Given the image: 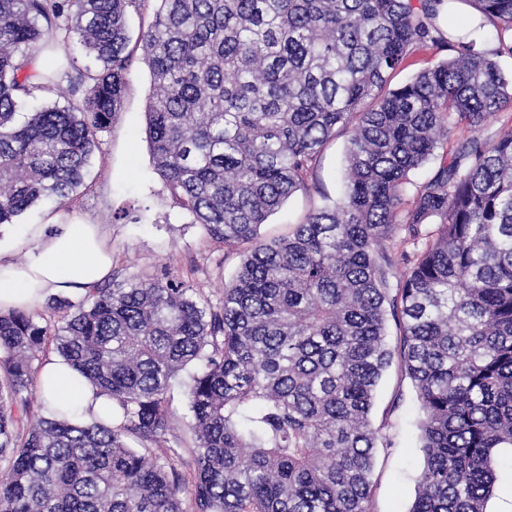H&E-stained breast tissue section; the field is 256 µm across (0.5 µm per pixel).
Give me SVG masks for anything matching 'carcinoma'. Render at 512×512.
Returning <instances> with one entry per match:
<instances>
[{
  "label": "carcinoma",
  "mask_w": 512,
  "mask_h": 512,
  "mask_svg": "<svg viewBox=\"0 0 512 512\" xmlns=\"http://www.w3.org/2000/svg\"><path fill=\"white\" fill-rule=\"evenodd\" d=\"M470 5L479 21L441 27ZM142 0H0V225L70 198L121 110ZM142 32L154 169L224 247L243 251L212 303L177 277H126L59 300L58 322L0 312V512H371V419L397 364L419 403L408 512H487L512 451V0H158ZM97 63L65 105L16 120L58 85L57 30ZM448 60L391 89L414 52ZM352 128L341 197L286 237L260 227ZM433 175L402 210L409 173ZM395 343L387 339L388 321ZM54 344L105 396L103 417L31 406ZM186 388L188 436L167 394Z\"/></svg>",
  "instance_id": "obj_1"
}]
</instances>
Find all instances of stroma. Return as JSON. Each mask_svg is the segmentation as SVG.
I'll list each match as a JSON object with an SVG mask.
<instances>
[{
	"label": "stroma",
	"instance_id": "stroma-1",
	"mask_svg": "<svg viewBox=\"0 0 512 512\" xmlns=\"http://www.w3.org/2000/svg\"><path fill=\"white\" fill-rule=\"evenodd\" d=\"M157 8L156 0H146L141 9L128 12L129 49L135 62L127 77L122 108L99 133L83 184L72 199L40 200L13 223L0 226V243L9 246L12 260L25 261L29 247L22 238L24 225L41 223L49 213L64 220L76 217L104 226L112 242L115 269L141 277H156L169 269L216 302L242 256L225 249L178 206L154 171L146 138L151 79L140 61L139 35L152 22ZM349 139V131L342 130L326 144L313 170L315 190L289 198L261 227L262 239L288 236L312 209L336 199ZM417 418L418 404L410 380L402 377L397 367H390L377 387L373 421L385 425L393 445L376 451L371 512H408L412 504L422 461Z\"/></svg>",
	"mask_w": 512,
	"mask_h": 512
}]
</instances>
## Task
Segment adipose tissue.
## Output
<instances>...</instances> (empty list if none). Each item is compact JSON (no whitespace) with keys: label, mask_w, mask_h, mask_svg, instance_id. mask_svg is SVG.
I'll return each mask as SVG.
<instances>
[{"label":"adipose tissue","mask_w":512,"mask_h":512,"mask_svg":"<svg viewBox=\"0 0 512 512\" xmlns=\"http://www.w3.org/2000/svg\"><path fill=\"white\" fill-rule=\"evenodd\" d=\"M30 246L26 262L18 264L0 251V310L34 309L49 291H82L103 281L112 272V247L101 225L59 221L49 216L44 223L25 229ZM36 384L50 400L71 394L79 398L71 419L86 423L102 411V401L78 371L59 358L46 362Z\"/></svg>","instance_id":"1"}]
</instances>
